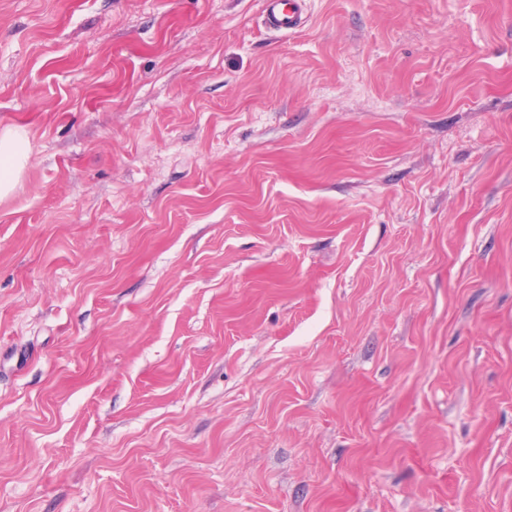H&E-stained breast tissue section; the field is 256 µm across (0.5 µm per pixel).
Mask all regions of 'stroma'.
I'll return each instance as SVG.
<instances>
[{"mask_svg": "<svg viewBox=\"0 0 512 512\" xmlns=\"http://www.w3.org/2000/svg\"><path fill=\"white\" fill-rule=\"evenodd\" d=\"M0 512H512V0H0ZM302 0H264L266 25L276 31H292L303 22ZM28 158L27 138L18 131L0 135V196L11 193L18 183Z\"/></svg>", "mask_w": 512, "mask_h": 512, "instance_id": "stroma-1", "label": "stroma"}]
</instances>
